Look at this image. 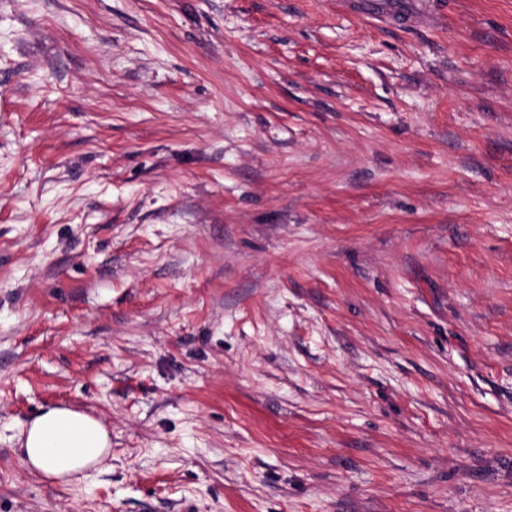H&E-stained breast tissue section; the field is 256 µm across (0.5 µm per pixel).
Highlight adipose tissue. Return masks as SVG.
Returning a JSON list of instances; mask_svg holds the SVG:
<instances>
[{"instance_id":"ef3b65f1","label":"adipose tissue","mask_w":512,"mask_h":512,"mask_svg":"<svg viewBox=\"0 0 512 512\" xmlns=\"http://www.w3.org/2000/svg\"><path fill=\"white\" fill-rule=\"evenodd\" d=\"M19 440L26 468L53 482H82L111 455L104 425L65 407L37 416L22 428Z\"/></svg>"}]
</instances>
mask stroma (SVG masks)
<instances>
[{
  "instance_id": "35a3bbf8",
  "label": "stroma",
  "mask_w": 512,
  "mask_h": 512,
  "mask_svg": "<svg viewBox=\"0 0 512 512\" xmlns=\"http://www.w3.org/2000/svg\"><path fill=\"white\" fill-rule=\"evenodd\" d=\"M437 2L0 0V512H512V0ZM358 4L360 16H373L388 22H394L404 27L416 24L421 20V14L429 11L431 5L425 4L422 9L418 8L420 0H400L402 2H376L378 0H363ZM383 3H390V11L394 14H388L382 7ZM428 7V8H427ZM21 458L53 482L79 483L111 455L108 431L97 419L69 408L48 409L20 431Z\"/></svg>"
}]
</instances>
